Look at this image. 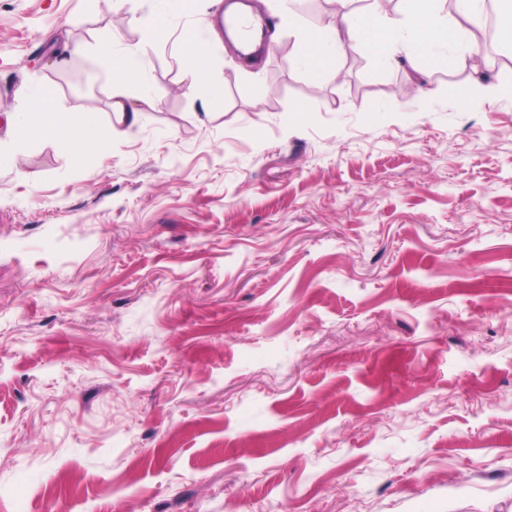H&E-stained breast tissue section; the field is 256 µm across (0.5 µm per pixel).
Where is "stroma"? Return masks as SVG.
<instances>
[{"mask_svg":"<svg viewBox=\"0 0 512 512\" xmlns=\"http://www.w3.org/2000/svg\"><path fill=\"white\" fill-rule=\"evenodd\" d=\"M226 0H0V512H512V83L421 76L350 42L313 87L280 0L261 57L215 43L204 114L173 46ZM122 30L145 86L96 52ZM80 45L66 66L55 54ZM44 83L109 148L15 145ZM168 15L169 13L164 7L157 6L153 14L134 19V23L140 29L142 39L146 44L156 40L159 34L164 30ZM474 94H480L491 99L512 97V85L502 84H475L473 87L453 86L448 89V95L461 104H466Z\"/></svg>","mask_w":512,"mask_h":512,"instance_id":"stroma-1","label":"stroma"}]
</instances>
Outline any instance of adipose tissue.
<instances>
[{
  "label": "adipose tissue",
  "mask_w": 512,
  "mask_h": 512,
  "mask_svg": "<svg viewBox=\"0 0 512 512\" xmlns=\"http://www.w3.org/2000/svg\"><path fill=\"white\" fill-rule=\"evenodd\" d=\"M353 0H336L332 20L294 46L299 67L312 86L319 87L340 76L338 61L346 44L359 40L370 46L375 64L393 71L403 63L422 74L436 69H454L462 61L461 49L470 39L469 27L482 15L485 0H454L451 15H440L438 0H400L406 15V29H399L388 17L378 15L374 5L353 7ZM116 35H108L97 45L99 57L116 84L143 79L141 51L116 52ZM186 69L191 78L190 90L201 103L220 107L224 93L209 79L210 37L192 33L183 42ZM9 136L17 141L33 137L70 143L75 160L88 153L105 150L112 141L111 132L100 130L78 113L59 109L52 90L43 84L30 85L26 91V108L10 121Z\"/></svg>",
  "instance_id": "obj_1"
}]
</instances>
